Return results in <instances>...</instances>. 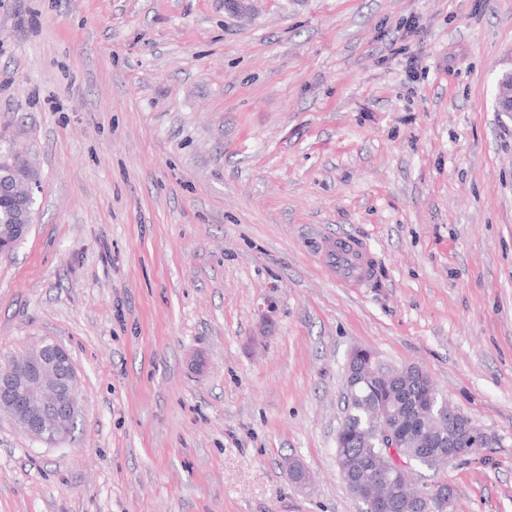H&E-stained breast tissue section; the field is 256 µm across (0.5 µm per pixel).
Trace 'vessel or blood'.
I'll list each match as a JSON object with an SVG mask.
<instances>
[{
    "mask_svg": "<svg viewBox=\"0 0 512 512\" xmlns=\"http://www.w3.org/2000/svg\"><path fill=\"white\" fill-rule=\"evenodd\" d=\"M321 262L336 283L346 288H359L371 281L376 258L371 249L354 238H340L329 243Z\"/></svg>",
    "mask_w": 512,
    "mask_h": 512,
    "instance_id": "vessel-or-blood-1",
    "label": "vessel or blood"
}]
</instances>
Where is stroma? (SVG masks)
<instances>
[{
  "instance_id": "1",
  "label": "stroma",
  "mask_w": 512,
  "mask_h": 512,
  "mask_svg": "<svg viewBox=\"0 0 512 512\" xmlns=\"http://www.w3.org/2000/svg\"><path fill=\"white\" fill-rule=\"evenodd\" d=\"M511 65L512 0H0V146L39 176L0 367L58 342L80 397L53 445L0 413V512H360L357 348L488 437L415 483L512 512ZM338 235L370 284L325 273ZM322 265L336 283L361 288L374 277L376 258L371 249L354 238H338L327 245Z\"/></svg>"
}]
</instances>
